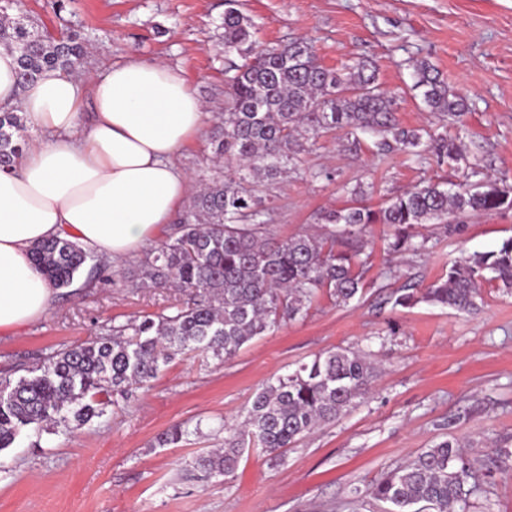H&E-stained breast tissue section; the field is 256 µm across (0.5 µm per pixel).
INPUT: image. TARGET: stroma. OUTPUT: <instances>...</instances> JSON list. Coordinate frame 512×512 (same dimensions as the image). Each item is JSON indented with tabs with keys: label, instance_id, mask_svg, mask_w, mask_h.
Instances as JSON below:
<instances>
[{
	"label": "stroma",
	"instance_id": "1",
	"mask_svg": "<svg viewBox=\"0 0 512 512\" xmlns=\"http://www.w3.org/2000/svg\"><path fill=\"white\" fill-rule=\"evenodd\" d=\"M240 8L263 42L305 40L333 69L373 62L382 88L397 98L400 122L436 131L437 118L414 88L413 63L428 61L467 103L448 137L486 175L512 184V0H240ZM26 9L48 30L90 44L80 79L132 54L178 70L209 116L176 163L193 188L211 177L209 140L225 96L224 0H64L58 13L46 0H26ZM303 159L302 171L274 182L263 203L262 220L281 237L320 225L357 184L378 208L419 182L462 178L403 153L345 150L334 133ZM461 225L452 235L434 229L419 256L387 255V227L370 225L361 303L316 298L305 317L252 339L232 360L177 356L151 386L114 395L79 430H27L0 451V512H349L355 491L446 439L470 442L488 472L470 512H512V456L497 454L512 449V295L484 286L474 314L425 302L396 308L389 300L393 290L441 278L462 254L497 249L512 237V211L466 216ZM139 263L100 261L94 284L79 274L40 318L0 331V373L25 375L56 349L147 314H174L190 299L187 291L143 285ZM337 347L369 353L381 369L361 404L281 461L251 449L234 475H190L191 461L223 447L225 425L265 383ZM177 424L183 439L159 444Z\"/></svg>",
	"mask_w": 512,
	"mask_h": 512
}]
</instances>
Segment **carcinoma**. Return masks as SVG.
Instances as JSON below:
<instances>
[{
    "label": "carcinoma",
    "mask_w": 512,
    "mask_h": 512,
    "mask_svg": "<svg viewBox=\"0 0 512 512\" xmlns=\"http://www.w3.org/2000/svg\"><path fill=\"white\" fill-rule=\"evenodd\" d=\"M224 56L227 91L223 126L211 145L221 166L179 218L180 235L147 256L142 279L179 288L195 298L173 315L146 316L112 328V334L50 353L17 379L0 375V451L29 427L77 429L103 414L105 400L156 379L185 352L232 360L253 338L307 314L319 293L338 306L360 300L367 259L358 234L370 224L390 228V255H419L429 237L418 228L437 224L451 235L461 216L512 210V185L489 178L466 162L455 141L401 126L396 97L382 89L366 65L333 70L304 41L266 45L252 17L226 0ZM0 48L13 53L24 86L46 68L72 72L85 45L75 33L51 35L27 14L24 0H0ZM415 88L442 125L463 115L428 62L415 67ZM24 117L0 109V168L8 170L26 146ZM344 132L350 151L372 138L376 154L400 152L436 164L465 162L458 184L428 182L373 209L355 199L324 214L333 225L322 236L279 238L258 220L259 187L295 173L306 144L324 133ZM32 259L54 287L70 286L95 256L79 242L52 238L32 248ZM512 293V237L498 249L467 254L421 291L394 292V305L428 302L461 313L478 310L482 287ZM377 369L365 355L336 348L266 383L245 409L224 449L194 461L205 476L232 475L246 448L275 460L316 427L334 422L371 392ZM482 465L461 443L442 441L412 462L384 473L370 488L386 512H456L480 489Z\"/></svg>",
    "instance_id": "1"
}]
</instances>
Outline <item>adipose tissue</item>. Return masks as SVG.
Segmentation results:
<instances>
[{"instance_id": "obj_1", "label": "adipose tissue", "mask_w": 512, "mask_h": 512, "mask_svg": "<svg viewBox=\"0 0 512 512\" xmlns=\"http://www.w3.org/2000/svg\"><path fill=\"white\" fill-rule=\"evenodd\" d=\"M15 55L0 49V106L18 108L38 140L0 171V331L43 315L54 287L31 250L79 239L113 263L135 255L190 193L175 159L208 117L172 67L137 56L90 82L48 69L20 86Z\"/></svg>"}]
</instances>
